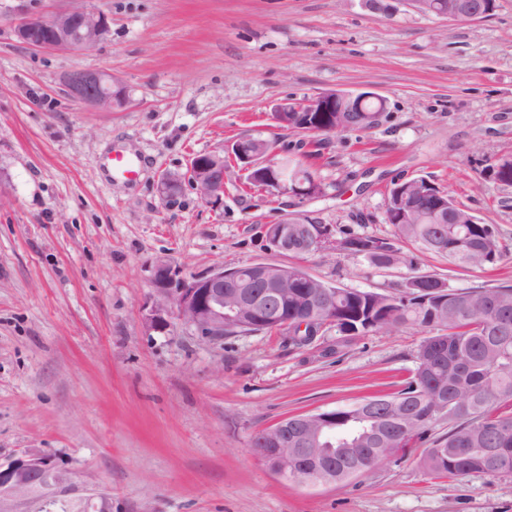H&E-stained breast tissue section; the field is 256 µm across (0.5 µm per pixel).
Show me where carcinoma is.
I'll return each instance as SVG.
<instances>
[{
	"instance_id": "cac0c4a2",
	"label": "carcinoma",
	"mask_w": 512,
	"mask_h": 512,
	"mask_svg": "<svg viewBox=\"0 0 512 512\" xmlns=\"http://www.w3.org/2000/svg\"><path fill=\"white\" fill-rule=\"evenodd\" d=\"M334 112L303 114L309 123L327 134ZM480 178L512 187V159H500L482 167ZM412 187L389 191L393 224L406 200L414 218L432 214L444 194L414 197ZM330 233L323 224L306 218V224L288 227L295 240L292 254H308L326 248L323 241H306L305 228ZM398 238L418 244L457 266L482 268L499 262L503 253L495 226L475 220L472 224H394ZM349 253L374 267L400 265L399 248L372 235L342 238ZM288 304L283 318L297 322L309 316L305 291L325 289L336 297L331 308L318 314L314 331L329 325L342 336H364L369 332L412 327L427 333L418 352V366L407 385L392 395L374 397L336 410V448H365L364 470L374 468L412 441L424 438L434 425L448 422V433L436 438L423 452L427 473L464 478L473 473L494 477L512 476L507 468L489 466L484 449L506 448L512 455V328L499 333L498 318L512 322V286L497 288H451L440 279L425 275L419 283L386 295L348 290L311 278L302 268L288 267ZM224 287L245 291L251 288L246 266L224 269Z\"/></svg>"
}]
</instances>
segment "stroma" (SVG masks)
<instances>
[{"label":"stroma","mask_w":512,"mask_h":512,"mask_svg":"<svg viewBox=\"0 0 512 512\" xmlns=\"http://www.w3.org/2000/svg\"><path fill=\"white\" fill-rule=\"evenodd\" d=\"M111 34L90 50L45 51L13 34L0 0V461L54 455L65 488L0 497V512H70L110 498L112 512H512V477L436 478L405 455L336 483L286 481L251 446L258 430L401 389L424 336L411 329L341 338L325 327L297 346L288 332L216 341L174 323L146 332L151 272L183 274L265 261L296 264L331 285L393 294L409 277L454 288L512 284V187L480 181L512 155V0L475 22L414 11L407 0H84ZM111 74L126 101L76 102L65 79ZM331 90L386 100L379 124L313 146L280 129L275 107ZM258 134L305 158L316 198L272 197L229 174L224 204L190 186L164 199V173ZM144 160L136 181H107L103 159ZM426 176L499 230L503 258L481 269L398 242L388 189ZM300 213L333 237L399 243L405 264L269 249L258 225Z\"/></svg>","instance_id":"1"}]
</instances>
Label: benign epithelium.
Segmentation results:
<instances>
[{"mask_svg": "<svg viewBox=\"0 0 512 512\" xmlns=\"http://www.w3.org/2000/svg\"><path fill=\"white\" fill-rule=\"evenodd\" d=\"M420 13L446 21L473 22L490 15L483 0H408ZM45 25L46 38L32 37L35 28ZM17 39L29 46L52 51L87 50L96 47L110 34L107 14L84 6H71L46 16L33 15L25 6L17 9L14 22ZM68 91L78 102L103 111L125 101V93L110 76L101 72H80L68 76ZM356 93L330 91L300 102L286 100L275 108V120L284 129L292 128L286 118L288 112H343L336 108L338 99H354ZM234 162V170L245 180L265 176L266 189L277 196L311 197L319 194L317 182L307 180L299 169H294L275 149L245 148L236 139L224 145V154H205L191 163L188 177L168 173L160 179L162 196L170 197L171 190L182 188L188 180L199 200L210 207H220L224 200V158ZM270 225L261 228V234L271 248L286 253L288 235L269 232ZM254 285L247 292L224 289V266L194 276H185L176 266L165 260L153 266L154 293L143 308V321L148 332L162 333L178 319L205 339L224 337V330H240L256 324L276 328L288 327L282 320L281 307L288 301V270L285 266L251 263ZM334 413L328 411L298 414L256 432L252 442L265 465L284 480L305 479L315 483L336 481V464L323 444L331 430ZM65 471L58 467L51 455H25L0 464V496L31 493L38 488L62 484Z\"/></svg>", "mask_w": 512, "mask_h": 512, "instance_id": "1", "label": "benign epithelium"}]
</instances>
